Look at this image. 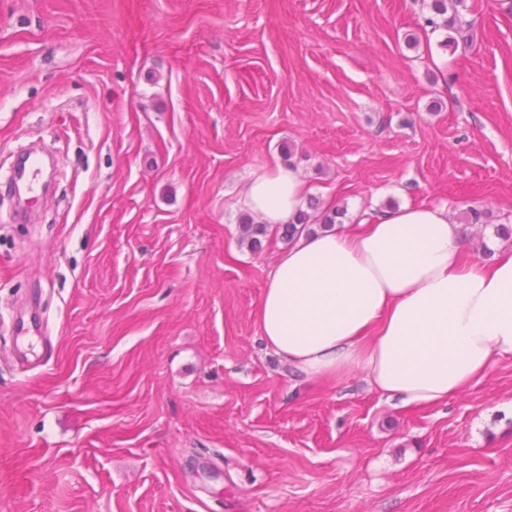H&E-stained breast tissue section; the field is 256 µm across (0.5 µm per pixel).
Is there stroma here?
<instances>
[{
	"mask_svg": "<svg viewBox=\"0 0 512 512\" xmlns=\"http://www.w3.org/2000/svg\"><path fill=\"white\" fill-rule=\"evenodd\" d=\"M0 0V512H512V360L409 409L300 380L241 190L512 225V0ZM454 48H443L446 38ZM59 161L34 217L6 181ZM465 0H433L431 4V9L434 12V17H430L427 19V24L431 27H445L448 29L454 30L456 28V23L458 19V6L464 3ZM451 9L452 13L446 17L448 14V10ZM440 18V22L439 19Z\"/></svg>",
	"mask_w": 512,
	"mask_h": 512,
	"instance_id": "1",
	"label": "stroma"
}]
</instances>
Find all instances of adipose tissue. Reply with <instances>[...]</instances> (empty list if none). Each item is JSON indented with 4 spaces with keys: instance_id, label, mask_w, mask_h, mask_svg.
Listing matches in <instances>:
<instances>
[{
    "instance_id": "1",
    "label": "adipose tissue",
    "mask_w": 512,
    "mask_h": 512,
    "mask_svg": "<svg viewBox=\"0 0 512 512\" xmlns=\"http://www.w3.org/2000/svg\"><path fill=\"white\" fill-rule=\"evenodd\" d=\"M305 200L303 179L277 163L241 202L274 226ZM253 316L295 377L357 370L386 400L434 408L512 357V247L474 262L444 207L373 209L281 250Z\"/></svg>"
}]
</instances>
